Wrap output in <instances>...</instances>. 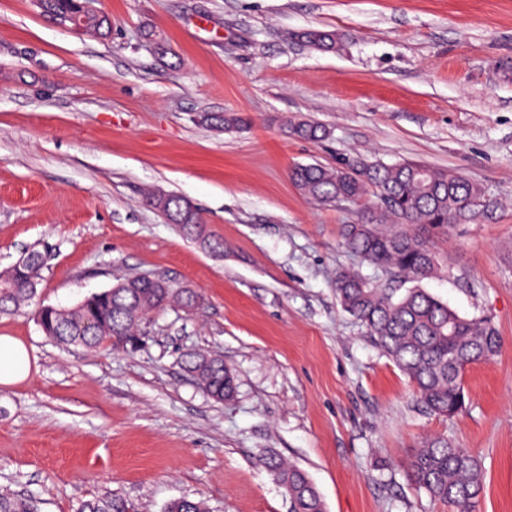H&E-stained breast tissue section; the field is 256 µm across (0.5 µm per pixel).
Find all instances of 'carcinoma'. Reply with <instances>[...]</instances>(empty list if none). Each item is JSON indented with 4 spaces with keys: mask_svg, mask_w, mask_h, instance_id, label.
I'll use <instances>...</instances> for the list:
<instances>
[{
    "mask_svg": "<svg viewBox=\"0 0 512 512\" xmlns=\"http://www.w3.org/2000/svg\"><path fill=\"white\" fill-rule=\"evenodd\" d=\"M78 0H43L47 14L66 13ZM112 21L104 16L91 19L88 34L107 38ZM303 41L322 50L336 48V33L307 30ZM203 120L219 129L239 128L249 119L242 113L207 114ZM291 132L312 142L327 137L324 127L300 122ZM363 175L343 164L327 168L299 164L291 179L305 195L322 205L358 203L368 194L376 202L365 204L358 219L343 225L345 246L364 262L381 268L396 279L416 283L397 294L381 288L354 269L336 273V297L343 308L369 329L371 340L408 377L415 397L429 412L451 417L465 406L462 363L476 364L494 359L501 339L488 317L467 318L418 286L436 274L438 267L432 236L470 220L482 206L481 187L445 169L404 161L396 164L369 163ZM149 205L201 245L214 251L223 241L208 234L199 211L179 196L152 194ZM123 287L94 292L72 307L42 306L37 323L45 336L62 345L96 350L124 349L141 332L147 316L172 304L196 307L200 296L189 288L171 283L166 288H140L135 277L121 280ZM36 283L9 268L0 272V313L21 307L35 293ZM182 365L216 401L234 396V372L220 356L203 357L197 352L182 355ZM288 497L289 512H325L322 497L308 473L275 454L261 459ZM407 479L433 499L448 504L452 512H476L483 491L478 460L466 448L434 438L412 450L405 462ZM0 512H40L34 495L18 496L0 490ZM79 512H138L123 496L111 493L82 502ZM163 512H210L205 501L177 498Z\"/></svg>",
    "mask_w": 512,
    "mask_h": 512,
    "instance_id": "cac0c4a2",
    "label": "carcinoma"
}]
</instances>
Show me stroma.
<instances>
[{"mask_svg": "<svg viewBox=\"0 0 512 512\" xmlns=\"http://www.w3.org/2000/svg\"><path fill=\"white\" fill-rule=\"evenodd\" d=\"M105 40L58 27L33 0H0V271L46 255L28 306L0 315L28 379L0 386V487L41 512L117 492L138 512L170 500L211 512H288L260 464L306 470L325 512H448L412 485V448L442 437L484 475L477 512H512V0H101ZM335 31V51L298 40ZM153 31L169 48L159 56ZM250 122L218 130L208 113ZM324 126L321 142L286 121ZM410 160L480 185L474 219L433 239L423 281L502 339L469 368L451 418L417 405L408 378L336 298L337 270L385 271L342 244L354 205L305 197L289 172ZM193 203L212 252L146 202ZM131 274L202 296L152 316L134 351L63 346L36 311L70 307ZM189 351L237 378L217 402L184 372Z\"/></svg>", "mask_w": 512, "mask_h": 512, "instance_id": "obj_1", "label": "stroma"}]
</instances>
